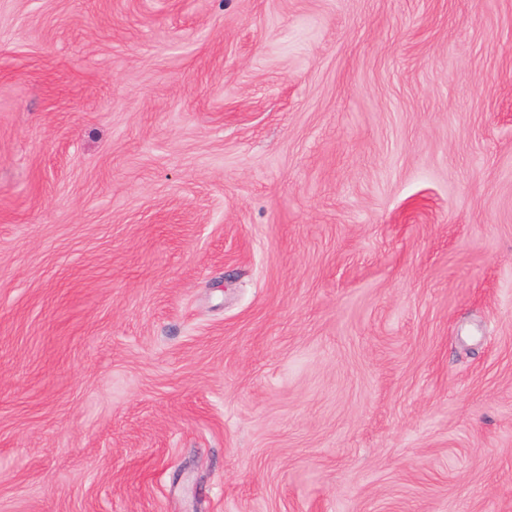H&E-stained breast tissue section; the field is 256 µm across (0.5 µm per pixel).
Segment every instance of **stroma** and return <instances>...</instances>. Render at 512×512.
Here are the masks:
<instances>
[{
	"mask_svg": "<svg viewBox=\"0 0 512 512\" xmlns=\"http://www.w3.org/2000/svg\"><path fill=\"white\" fill-rule=\"evenodd\" d=\"M0 512H512V0H0Z\"/></svg>",
	"mask_w": 512,
	"mask_h": 512,
	"instance_id": "35a3bbf8",
	"label": "stroma"
}]
</instances>
